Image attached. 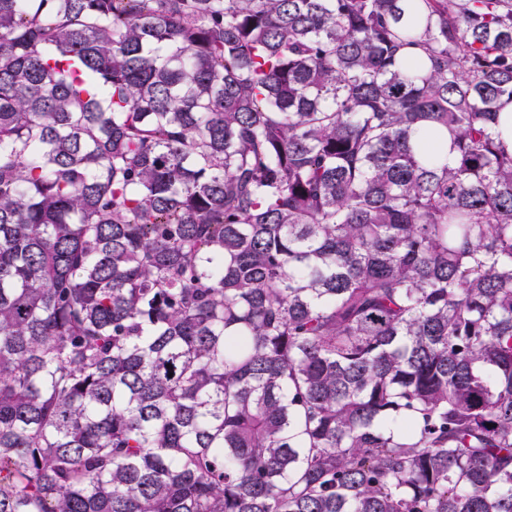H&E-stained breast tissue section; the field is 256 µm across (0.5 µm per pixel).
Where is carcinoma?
Instances as JSON below:
<instances>
[{"label":"carcinoma","instance_id":"obj_1","mask_svg":"<svg viewBox=\"0 0 512 512\" xmlns=\"http://www.w3.org/2000/svg\"><path fill=\"white\" fill-rule=\"evenodd\" d=\"M505 98L512 0H0V512H512Z\"/></svg>","mask_w":512,"mask_h":512}]
</instances>
